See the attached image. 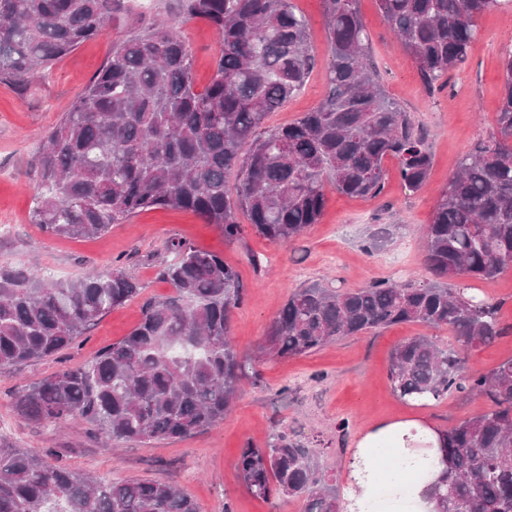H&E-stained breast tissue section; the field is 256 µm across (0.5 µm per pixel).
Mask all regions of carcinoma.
I'll list each match as a JSON object with an SVG mask.
<instances>
[{"label":"carcinoma","instance_id":"obj_1","mask_svg":"<svg viewBox=\"0 0 512 512\" xmlns=\"http://www.w3.org/2000/svg\"><path fill=\"white\" fill-rule=\"evenodd\" d=\"M512 0H378L425 89L448 86L464 65L482 14ZM329 45L326 92L295 121L263 133L264 117L297 94L315 67L309 22L293 0H177L175 18L146 23L125 0H0V84L20 91L105 27L123 24L112 55L48 132L35 167L41 192L32 221L51 235L91 238L155 208L190 210L238 241L246 213L272 242L319 223L326 187L380 195L386 158L405 188L427 184L425 135L387 94L371 61L357 0H322ZM203 21L222 41L216 71L197 90L192 56L175 28ZM496 127L461 158L425 225L422 285L374 280L362 288L314 282L270 321L262 352L306 355L347 336L416 323L446 328L458 346L412 336L392 352L388 376L402 398L480 395L484 413L446 430L439 512H512V357L487 371L470 353L512 331L500 304L468 280L512 270V51L503 60ZM236 173L235 182L228 176ZM161 276L175 290L146 304L140 322L91 360L23 386L22 418L90 426L115 443L190 437L230 411L257 360L238 351L231 318L246 288L224 258L173 238ZM140 291L119 268L73 282L39 271H0V368L51 358ZM235 466L253 495L301 498L304 512H338L313 449L288 434L247 443ZM0 512H200L176 486L104 482L48 451L0 448Z\"/></svg>","mask_w":512,"mask_h":512}]
</instances>
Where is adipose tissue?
Segmentation results:
<instances>
[{
	"label": "adipose tissue",
	"mask_w": 512,
	"mask_h": 512,
	"mask_svg": "<svg viewBox=\"0 0 512 512\" xmlns=\"http://www.w3.org/2000/svg\"><path fill=\"white\" fill-rule=\"evenodd\" d=\"M444 435L425 418H388L368 425L347 462L340 512H436L432 488L445 468ZM385 449L396 459H412L404 478L385 477Z\"/></svg>",
	"instance_id": "obj_1"
}]
</instances>
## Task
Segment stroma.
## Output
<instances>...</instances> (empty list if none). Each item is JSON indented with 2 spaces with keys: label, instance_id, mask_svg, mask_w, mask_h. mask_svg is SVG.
I'll return each instance as SVG.
<instances>
[{
  "label": "stroma",
  "instance_id": "1",
  "mask_svg": "<svg viewBox=\"0 0 512 512\" xmlns=\"http://www.w3.org/2000/svg\"><path fill=\"white\" fill-rule=\"evenodd\" d=\"M309 20L318 60L304 90L276 112L264 129L288 124L310 111L326 91L328 43L321 0H294ZM370 34V53L388 95L426 134L434 163L420 192L403 187L393 161L375 198L326 191L320 223L288 242H272L245 228L241 240L227 243L220 227L192 212L157 208L142 212L97 238L53 237L30 220L39 183L34 159L47 132L58 123L112 52L118 32L109 28L56 61L49 74L25 92L0 85V269L38 265L43 278L67 281L92 270L121 268L142 286L140 295L105 314L79 341L54 357L0 369V445L41 454L103 481L132 478L173 484L198 502L201 512H303L296 499H262L244 486L234 461L244 444L264 447L270 435L286 431L316 459L329 484L344 488L347 459L366 425L389 417L433 419L441 428L486 411L485 397L449 396L416 406L401 399L388 379L390 357L405 339L423 334L418 325H396L377 334L350 336L296 357L262 358L266 328L289 295L313 281L361 288L377 279L422 284L432 276L424 265L421 228L439 191L463 155L487 138L496 125L503 87L502 56L512 47V10H492L476 23L466 64L449 76L447 89L427 92L412 57L394 40L377 0H357ZM193 57L197 88L210 81L219 58L214 29L201 21L181 29ZM385 231L376 248L370 237ZM180 238L223 256L247 289L235 309L232 337L243 355L259 358L261 377L246 384L224 421L183 440L117 444L88 425L59 431L24 420L13 409L22 385L90 359L127 336L139 323L144 304L172 294L160 276L172 255L166 245ZM261 267H254L253 258ZM350 422L346 440L336 424Z\"/></svg>",
  "mask_w": 512,
  "mask_h": 512
}]
</instances>
